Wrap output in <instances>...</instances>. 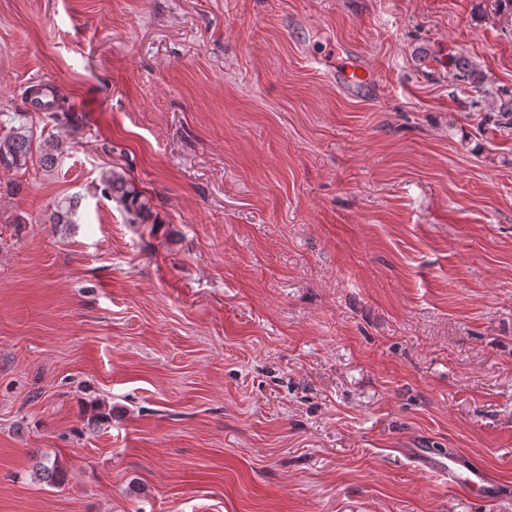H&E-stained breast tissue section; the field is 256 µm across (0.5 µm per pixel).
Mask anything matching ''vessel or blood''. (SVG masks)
<instances>
[{"label": "vessel or blood", "mask_w": 512, "mask_h": 512, "mask_svg": "<svg viewBox=\"0 0 512 512\" xmlns=\"http://www.w3.org/2000/svg\"><path fill=\"white\" fill-rule=\"evenodd\" d=\"M331 79L340 92L356 98L373 88L375 74L370 65L350 59L337 63ZM413 456L419 469L446 477L449 488L455 492L494 498L495 488L489 474L477 467L461 471L460 460L454 453L417 448Z\"/></svg>", "instance_id": "obj_1"}]
</instances>
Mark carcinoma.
I'll list each match as a JSON object with an SVG mask.
<instances>
[{
    "label": "carcinoma",
    "mask_w": 512,
    "mask_h": 512,
    "mask_svg": "<svg viewBox=\"0 0 512 512\" xmlns=\"http://www.w3.org/2000/svg\"><path fill=\"white\" fill-rule=\"evenodd\" d=\"M451 66L454 79L466 83L477 94L484 91L485 75L470 64L467 58L458 56L453 59ZM41 97L43 98V110L52 113L55 120L64 121L72 132L79 128L71 114L58 115L63 107L53 91H43ZM17 120L19 126L12 127L8 133L0 135V168L22 169L35 153L38 154L45 167H55L64 154V140L59 136L36 139L33 131L27 129V114H17ZM489 122L491 121L484 120L486 124ZM491 123L497 131L512 133V93H507V97L500 100L496 110V119ZM103 185L104 194L116 198L124 211L133 216L134 220L149 219L152 214L150 198L132 179L112 169L104 174ZM78 204L79 199L71 196L57 199L51 213L52 223H73L72 216L75 215ZM36 471L39 477L49 485L59 486L66 479V472L57 459L52 461L47 457L42 458L36 464Z\"/></svg>",
    "instance_id": "obj_1"
}]
</instances>
